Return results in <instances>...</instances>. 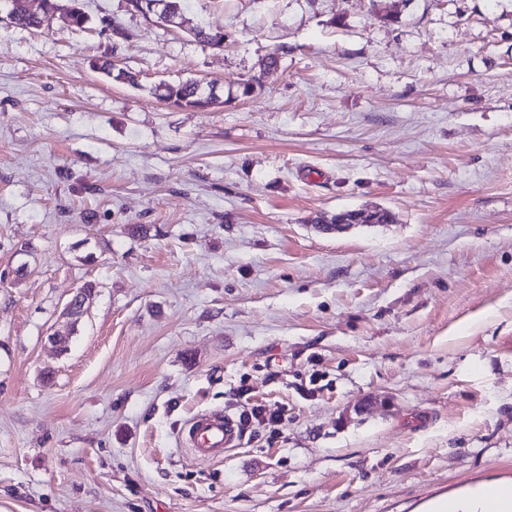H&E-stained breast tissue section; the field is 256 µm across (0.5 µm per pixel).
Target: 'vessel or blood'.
<instances>
[{"instance_id": "vessel-or-blood-1", "label": "vessel or blood", "mask_w": 512, "mask_h": 512, "mask_svg": "<svg viewBox=\"0 0 512 512\" xmlns=\"http://www.w3.org/2000/svg\"><path fill=\"white\" fill-rule=\"evenodd\" d=\"M240 439L241 433L231 416L206 411L192 419L181 442L197 455L220 459L227 449L237 446Z\"/></svg>"}]
</instances>
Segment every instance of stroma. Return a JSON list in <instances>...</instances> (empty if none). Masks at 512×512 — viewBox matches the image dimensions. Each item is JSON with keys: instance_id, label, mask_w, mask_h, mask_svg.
Listing matches in <instances>:
<instances>
[{"instance_id": "stroma-1", "label": "stroma", "mask_w": 512, "mask_h": 512, "mask_svg": "<svg viewBox=\"0 0 512 512\" xmlns=\"http://www.w3.org/2000/svg\"><path fill=\"white\" fill-rule=\"evenodd\" d=\"M185 4L180 29L83 0L77 31L0 0V512H428L511 483L512 0ZM186 80L220 104L157 96ZM250 404L275 442L180 450ZM284 422L283 413L268 412L262 405H251L244 409L239 415L241 429L246 432L249 428L256 429L254 426L268 429L270 437L278 433L280 426ZM241 433L235 420L222 412L197 414L184 431L181 442L196 455L220 459L224 451L238 445Z\"/></svg>"}]
</instances>
